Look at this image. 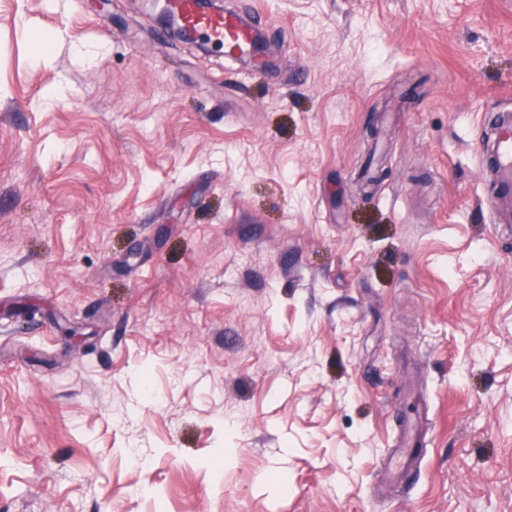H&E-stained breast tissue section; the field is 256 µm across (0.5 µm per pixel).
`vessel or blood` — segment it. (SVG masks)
<instances>
[{
    "instance_id": "obj_1",
    "label": "vessel or blood",
    "mask_w": 512,
    "mask_h": 512,
    "mask_svg": "<svg viewBox=\"0 0 512 512\" xmlns=\"http://www.w3.org/2000/svg\"><path fill=\"white\" fill-rule=\"evenodd\" d=\"M169 10L182 23L199 33L226 55L236 56L250 41V32L235 13H207L199 9L196 0H167ZM497 192L487 205L495 223L512 222V133L500 132L493 148Z\"/></svg>"
}]
</instances>
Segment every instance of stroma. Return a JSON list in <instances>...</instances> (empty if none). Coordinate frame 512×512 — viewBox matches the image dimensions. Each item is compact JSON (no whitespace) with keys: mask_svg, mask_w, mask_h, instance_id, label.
I'll return each instance as SVG.
<instances>
[{"mask_svg":"<svg viewBox=\"0 0 512 512\" xmlns=\"http://www.w3.org/2000/svg\"><path fill=\"white\" fill-rule=\"evenodd\" d=\"M224 7L0 0V512H512V0ZM138 8L149 14L155 23L169 35L183 43L197 45L210 51L209 43L196 33L205 37L215 46L224 49L227 56H236L250 41V31L244 27L233 12L207 13L216 10L217 0H168L169 10L182 23L194 32L184 31L172 17L166 7V0H131ZM206 11V12H204ZM239 58L253 65L267 64L269 60L266 37L263 34H256L249 47L239 56ZM497 193L487 201L493 221L510 224L512 221V134L501 131L493 148Z\"/></svg>","mask_w":512,"mask_h":512,"instance_id":"obj_1","label":"stroma"}]
</instances>
